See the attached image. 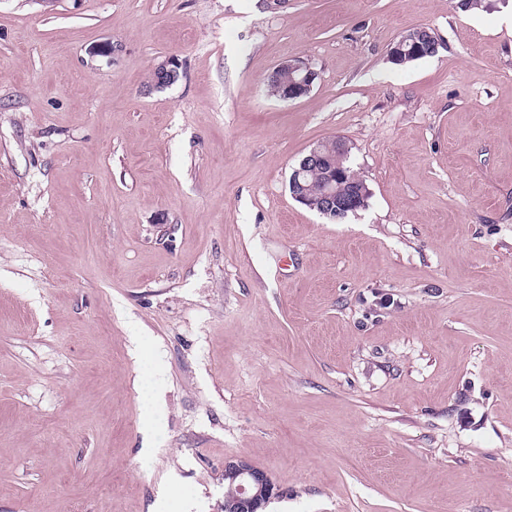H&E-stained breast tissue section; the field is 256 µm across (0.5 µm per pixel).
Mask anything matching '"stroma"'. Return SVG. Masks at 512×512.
Listing matches in <instances>:
<instances>
[{
    "instance_id": "obj_1",
    "label": "stroma",
    "mask_w": 512,
    "mask_h": 512,
    "mask_svg": "<svg viewBox=\"0 0 512 512\" xmlns=\"http://www.w3.org/2000/svg\"><path fill=\"white\" fill-rule=\"evenodd\" d=\"M332 137L341 221L288 189ZM239 458L264 512H512V0H0V512H221ZM288 79V83L283 85L276 97L281 100H295L308 95L316 81L319 79L318 71L313 66L303 60L290 59L279 63L270 74L272 78ZM229 478L233 485L231 486ZM275 485L268 474L250 462L242 459L230 460L224 464L223 512H261L265 505L276 495Z\"/></svg>"
}]
</instances>
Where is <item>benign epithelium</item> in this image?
Wrapping results in <instances>:
<instances>
[{"label": "benign epithelium", "instance_id": "7a95c632", "mask_svg": "<svg viewBox=\"0 0 512 512\" xmlns=\"http://www.w3.org/2000/svg\"><path fill=\"white\" fill-rule=\"evenodd\" d=\"M178 66V59L174 57H168L159 62L154 68L155 86L163 88L170 85ZM282 72L288 73V83L283 85L277 93V97L281 100H295L308 95L319 79L318 71L310 63L299 59L279 63L270 77L276 78ZM320 161L321 155L317 145L299 161L290 176L292 198L334 220L364 208L366 200L365 191L362 189H355L344 197L336 196V184L351 182L350 169L341 165L333 171H328L327 189L318 203L312 202L304 191L301 179L311 168L318 166ZM224 478L230 479L233 493L224 498L223 512H261V509L276 495L275 485L268 474L246 460L225 462Z\"/></svg>", "mask_w": 512, "mask_h": 512}]
</instances>
